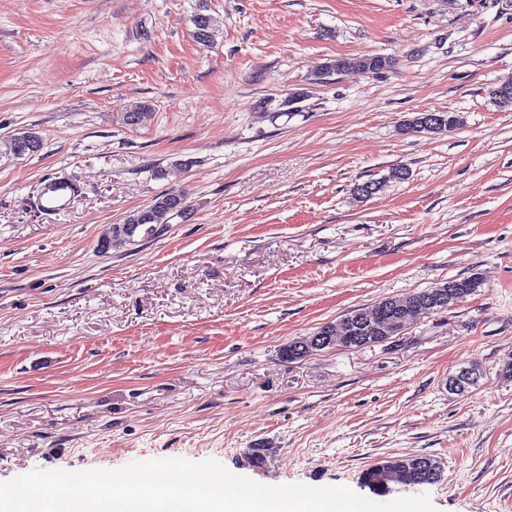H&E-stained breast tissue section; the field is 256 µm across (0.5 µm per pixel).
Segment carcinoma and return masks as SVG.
Returning a JSON list of instances; mask_svg holds the SVG:
<instances>
[{
  "instance_id": "carcinoma-1",
  "label": "carcinoma",
  "mask_w": 512,
  "mask_h": 512,
  "mask_svg": "<svg viewBox=\"0 0 512 512\" xmlns=\"http://www.w3.org/2000/svg\"><path fill=\"white\" fill-rule=\"evenodd\" d=\"M193 37L196 41L207 43L212 38L216 19L211 15L198 14L193 20ZM393 65V59L381 55H363L359 57L341 58L325 66V73L366 74L376 73ZM462 118L452 112H437L430 114L422 112L411 119L404 121L402 127L417 133L448 132L458 127ZM38 137L37 132L28 129L10 136L5 141V153L22 158L33 155L28 149L26 140ZM185 213V195L181 191L169 190L157 195L150 204L133 212L124 223L117 226L110 225L102 238L112 237V241H121L134 244L138 241L153 239L161 234L170 224V221ZM481 286L478 277L471 275L463 278H453L444 281L432 288L411 293L383 297L368 305L374 309L388 303H398L401 307L421 315L415 306L422 301L433 303L432 312L445 311L465 301ZM385 336L395 337L400 332L393 330L391 322L379 320L369 328L361 324L353 325L355 336ZM442 479V469L436 459L429 455H414L384 460L375 466L364 470L361 474V483L369 489L382 492L392 484L402 486L432 485Z\"/></svg>"
}]
</instances>
